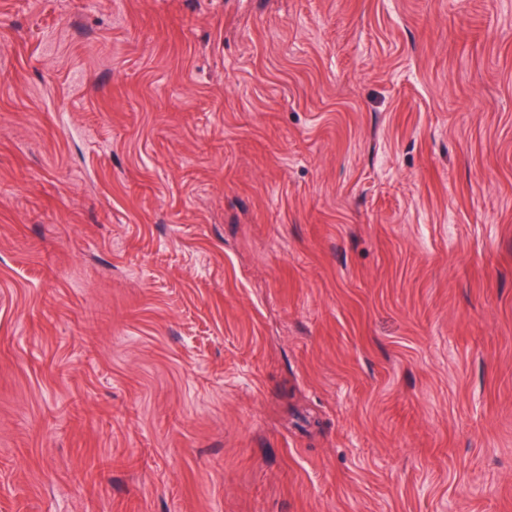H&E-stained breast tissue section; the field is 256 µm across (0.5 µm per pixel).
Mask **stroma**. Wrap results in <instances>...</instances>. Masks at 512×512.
<instances>
[{
    "mask_svg": "<svg viewBox=\"0 0 512 512\" xmlns=\"http://www.w3.org/2000/svg\"><path fill=\"white\" fill-rule=\"evenodd\" d=\"M0 512H512V0H0Z\"/></svg>",
    "mask_w": 512,
    "mask_h": 512,
    "instance_id": "obj_1",
    "label": "stroma"
}]
</instances>
